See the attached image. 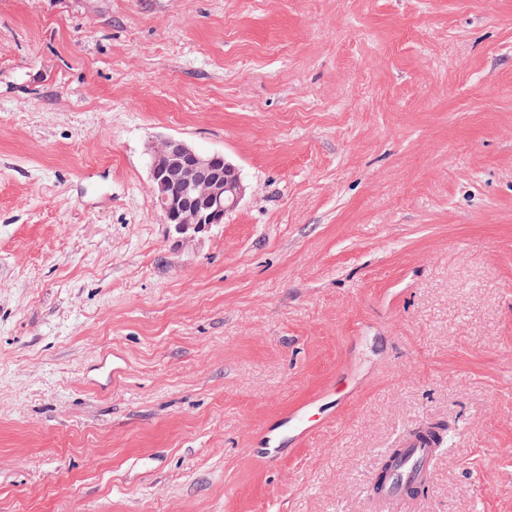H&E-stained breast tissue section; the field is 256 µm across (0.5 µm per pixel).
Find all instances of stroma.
<instances>
[{"mask_svg":"<svg viewBox=\"0 0 512 512\" xmlns=\"http://www.w3.org/2000/svg\"><path fill=\"white\" fill-rule=\"evenodd\" d=\"M427 421L408 512H512V0H0V512H371ZM151 192L164 224L192 237L236 207L244 193L237 168L221 152L202 153L184 139L168 136L150 147ZM311 416L307 406H297L282 421L281 427H284L291 433L305 436L313 430L314 421L311 419Z\"/></svg>","mask_w":512,"mask_h":512,"instance_id":"obj_1","label":"stroma"}]
</instances>
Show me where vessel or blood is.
I'll use <instances>...</instances> for the list:
<instances>
[{"label": "vessel or blood", "instance_id": "obj_1", "mask_svg": "<svg viewBox=\"0 0 512 512\" xmlns=\"http://www.w3.org/2000/svg\"><path fill=\"white\" fill-rule=\"evenodd\" d=\"M282 425L297 435L309 434L313 429L311 412L304 405L295 407ZM399 446L402 456L391 469L387 481L378 489L380 512H404L412 500L410 488L428 480L430 466L438 452L435 442L420 433L406 434Z\"/></svg>", "mask_w": 512, "mask_h": 512}]
</instances>
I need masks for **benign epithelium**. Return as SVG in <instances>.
<instances>
[{"label": "benign epithelium", "instance_id": "1", "mask_svg": "<svg viewBox=\"0 0 512 512\" xmlns=\"http://www.w3.org/2000/svg\"><path fill=\"white\" fill-rule=\"evenodd\" d=\"M151 192L164 223L192 237L236 207L244 193L237 168L221 152L202 153L184 139L168 136L150 147Z\"/></svg>", "mask_w": 512, "mask_h": 512}]
</instances>
